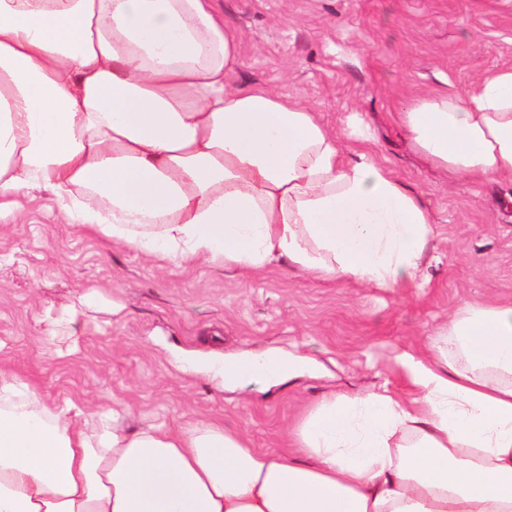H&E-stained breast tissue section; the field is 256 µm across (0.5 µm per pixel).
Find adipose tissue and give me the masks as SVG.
<instances>
[{"instance_id": "1", "label": "adipose tissue", "mask_w": 512, "mask_h": 512, "mask_svg": "<svg viewBox=\"0 0 512 512\" xmlns=\"http://www.w3.org/2000/svg\"><path fill=\"white\" fill-rule=\"evenodd\" d=\"M239 61L213 0H0V208L42 190L64 223L149 256L414 280L420 201L313 107L233 86ZM397 119L434 167L512 183V68ZM428 350L397 358L410 400L322 397L288 454L214 423L133 427L119 404L52 407L0 371V512H512V301L464 302ZM294 374L266 352L215 376Z\"/></svg>"}]
</instances>
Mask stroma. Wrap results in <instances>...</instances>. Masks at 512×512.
Here are the masks:
<instances>
[{"mask_svg":"<svg viewBox=\"0 0 512 512\" xmlns=\"http://www.w3.org/2000/svg\"><path fill=\"white\" fill-rule=\"evenodd\" d=\"M241 41L232 82L314 105L427 209L434 236L415 281L392 290L323 281L288 265L244 273L161 261L66 224L39 193L0 213V369L51 404L127 405L130 424L214 422L253 448L288 450V430L323 395L411 389L395 357L425 350L465 301L512 300V185L448 176L414 150L395 114L512 67V0H214ZM74 329L46 334L87 289ZM279 349L323 377L228 390L216 361Z\"/></svg>","mask_w":512,"mask_h":512,"instance_id":"35a3bbf8","label":"stroma"}]
</instances>
